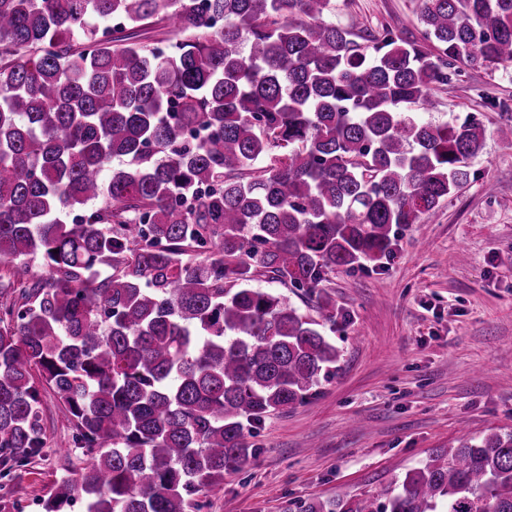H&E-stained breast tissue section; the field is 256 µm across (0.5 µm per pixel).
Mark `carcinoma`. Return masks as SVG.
<instances>
[{"instance_id":"obj_1","label":"carcinoma","mask_w":512,"mask_h":512,"mask_svg":"<svg viewBox=\"0 0 512 512\" xmlns=\"http://www.w3.org/2000/svg\"><path fill=\"white\" fill-rule=\"evenodd\" d=\"M335 12L0 0V477L47 447L48 390L88 458L45 512L76 495L86 512H201L254 427L339 358L250 283L314 296L469 181L482 124L424 114L448 70L512 64V0H419L422 39L384 25L364 44ZM298 512H512V433Z\"/></svg>"}]
</instances>
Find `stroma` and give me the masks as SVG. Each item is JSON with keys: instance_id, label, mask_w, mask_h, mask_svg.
Instances as JSON below:
<instances>
[{"instance_id": "stroma-1", "label": "stroma", "mask_w": 512, "mask_h": 512, "mask_svg": "<svg viewBox=\"0 0 512 512\" xmlns=\"http://www.w3.org/2000/svg\"><path fill=\"white\" fill-rule=\"evenodd\" d=\"M337 25H389L420 37L417 0H336ZM433 120L475 116L485 147L472 176L423 223L399 230L390 257L329 272L336 307L281 284L339 350L303 405L268 416L250 464L225 475L203 512H295L299 503L376 495L439 448L512 432V65L465 68L436 93ZM320 297V298H321ZM49 446L0 480V512H44L58 481L86 465L46 394Z\"/></svg>"}]
</instances>
